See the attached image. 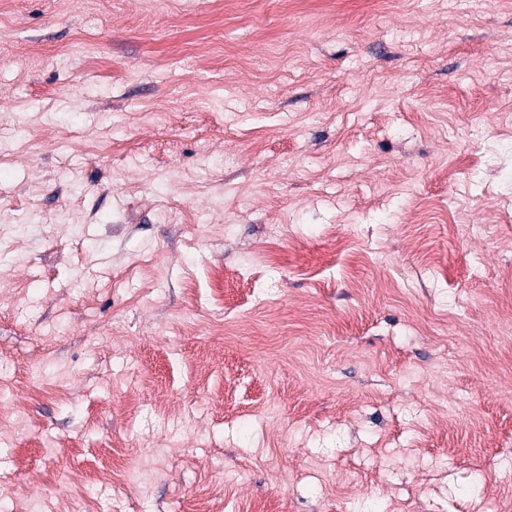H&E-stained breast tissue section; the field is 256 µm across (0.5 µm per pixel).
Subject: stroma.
Instances as JSON below:
<instances>
[{
    "label": "stroma",
    "instance_id": "obj_1",
    "mask_svg": "<svg viewBox=\"0 0 512 512\" xmlns=\"http://www.w3.org/2000/svg\"><path fill=\"white\" fill-rule=\"evenodd\" d=\"M253 505L512 512V0H0V512Z\"/></svg>",
    "mask_w": 512,
    "mask_h": 512
}]
</instances>
